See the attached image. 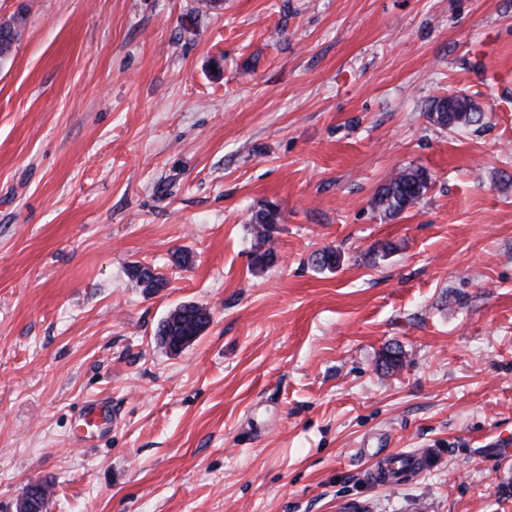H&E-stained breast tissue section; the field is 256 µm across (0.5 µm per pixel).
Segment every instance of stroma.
<instances>
[{
    "label": "stroma",
    "instance_id": "35a3bbf8",
    "mask_svg": "<svg viewBox=\"0 0 512 512\" xmlns=\"http://www.w3.org/2000/svg\"><path fill=\"white\" fill-rule=\"evenodd\" d=\"M17 16L0 512L33 482L48 512H512L489 452L512 435V0H0ZM451 93L482 123H428ZM407 165L432 184L382 218ZM181 303L211 323L174 353L156 329ZM93 398L118 420L85 434ZM414 450L423 474L373 479ZM432 182L431 174L413 165L398 169L371 199L373 210L383 218H393L417 205ZM281 213L276 205L268 204L254 211L250 216L255 237V251H253V266L262 270L272 265L275 261V253L270 248L263 249L269 242L271 234L281 220ZM130 275L137 284L150 291L163 288L166 283L165 278L159 273L154 272V269L151 268V266L133 265Z\"/></svg>",
    "mask_w": 512,
    "mask_h": 512
}]
</instances>
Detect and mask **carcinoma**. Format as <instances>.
<instances>
[{
  "mask_svg": "<svg viewBox=\"0 0 512 512\" xmlns=\"http://www.w3.org/2000/svg\"><path fill=\"white\" fill-rule=\"evenodd\" d=\"M19 35L18 19L0 24V65L10 61ZM426 115L430 123L450 130L475 126L483 119L482 110L471 97L461 94L432 98L426 106ZM431 182V174L423 167L410 165L400 168L372 197L371 206L384 218L396 217L417 205L424 198ZM280 220L279 208L274 204H268L250 216L256 237L253 266L259 270L275 261V253L266 244ZM340 261L341 255L331 249L322 250L312 259L313 265L320 270H333L340 265ZM130 275L137 284L150 291L162 288L166 283L162 275L146 265L132 266ZM210 321V314L205 308L184 303L169 311L158 325L156 336L162 344L167 340L180 341L186 337L194 340Z\"/></svg>",
  "mask_w": 512,
  "mask_h": 512,
  "instance_id": "carcinoma-1",
  "label": "carcinoma"
}]
</instances>
